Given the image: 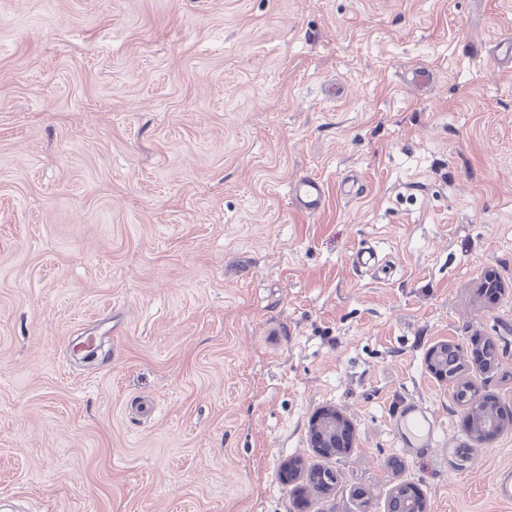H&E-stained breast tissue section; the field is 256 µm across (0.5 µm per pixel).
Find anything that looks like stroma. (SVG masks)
Here are the masks:
<instances>
[{
  "label": "stroma",
  "mask_w": 512,
  "mask_h": 512,
  "mask_svg": "<svg viewBox=\"0 0 512 512\" xmlns=\"http://www.w3.org/2000/svg\"><path fill=\"white\" fill-rule=\"evenodd\" d=\"M508 35L512 0H0V512H512V431L427 365L497 338L464 378L512 407ZM408 400L444 452L401 448ZM290 195L301 211L316 214L324 207L326 189L319 178L303 175L291 182ZM455 347L460 349L456 343L445 342L433 348L428 356L429 370L437 380L453 389L455 398L465 407L470 434L479 441H490L506 428H512V409H505L494 398L480 397L475 393V385L472 383L468 382V388L463 390L453 374L448 373V371L462 373L464 371V357L459 354V351L453 349ZM443 349L446 350L441 351ZM440 351L442 360L448 366L440 361ZM469 393H471L470 396ZM351 424L338 411L326 410L315 421L312 432V446L319 453L325 454L326 449L351 448Z\"/></svg>",
  "instance_id": "1"
}]
</instances>
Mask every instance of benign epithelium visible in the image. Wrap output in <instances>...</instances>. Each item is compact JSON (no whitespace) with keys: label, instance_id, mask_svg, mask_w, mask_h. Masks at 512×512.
<instances>
[{"label":"benign epithelium","instance_id":"1","mask_svg":"<svg viewBox=\"0 0 512 512\" xmlns=\"http://www.w3.org/2000/svg\"><path fill=\"white\" fill-rule=\"evenodd\" d=\"M448 347L455 348L457 344L445 342L433 348L428 356V367L437 380L453 389L455 398L465 407L470 434L482 442H487L499 436L505 429H511L512 409L504 408L494 398L479 396L472 383L468 384V388H463L453 374L448 372V366L439 357L440 351ZM350 435V422L338 411L326 410L314 423L312 446L322 454L338 448L349 449Z\"/></svg>","mask_w":512,"mask_h":512}]
</instances>
